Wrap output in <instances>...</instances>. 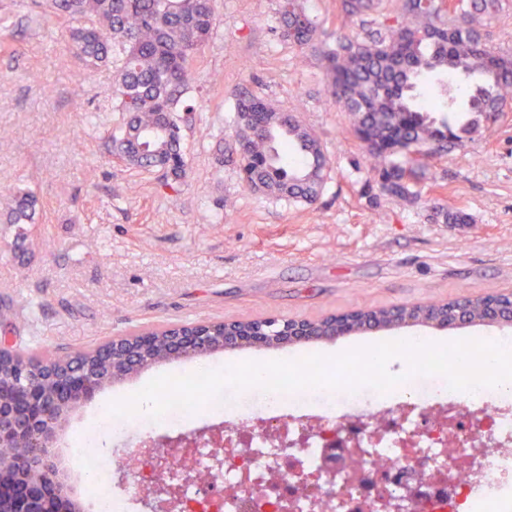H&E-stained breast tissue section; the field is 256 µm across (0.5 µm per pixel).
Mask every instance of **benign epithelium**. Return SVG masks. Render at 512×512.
Here are the masks:
<instances>
[{"mask_svg":"<svg viewBox=\"0 0 512 512\" xmlns=\"http://www.w3.org/2000/svg\"><path fill=\"white\" fill-rule=\"evenodd\" d=\"M486 321L512 324V301L492 302ZM227 320L174 324L164 333L140 331L117 336L96 347L104 359L93 366L75 357L37 368L16 363L17 354L8 345L0 358L11 360L9 376H0V447H17L15 455L0 462V512H84L82 502L57 463L55 447L66 417L82 407L102 388L145 367L178 358L236 349L242 346L272 347L312 340H335L350 333L346 317L331 316L328 334L318 335L317 321L263 318L243 329H225ZM214 448L224 447L221 431L208 436H164L144 442L152 448L197 446L200 438ZM155 484L149 507L166 512L179 503L178 487L163 479L168 459L151 456Z\"/></svg>","mask_w":512,"mask_h":512,"instance_id":"benign-epithelium-1","label":"benign epithelium"}]
</instances>
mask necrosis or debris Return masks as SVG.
Returning <instances> with one entry per match:
<instances>
[{"label": "necrosis or debris", "instance_id": "necrosis-or-debris-1", "mask_svg": "<svg viewBox=\"0 0 512 512\" xmlns=\"http://www.w3.org/2000/svg\"><path fill=\"white\" fill-rule=\"evenodd\" d=\"M224 436L247 445L236 457L223 448L200 447L192 454L168 451L166 479L184 467L208 473L205 485L188 484L194 500L204 488L219 492L220 512H267L271 489L290 485V465L310 479L288 498L287 512H356L362 489L352 474L379 472L398 512H414L410 491L421 480L415 458L426 459L429 485L423 512H512V393L482 388L451 390L444 380L412 375L387 393L316 388L297 393L262 390L224 394L219 410ZM349 441V455L326 463V440ZM113 468L126 473L129 488L112 489L104 477L92 494L96 512H130L132 497L148 492L149 468L135 449L124 447Z\"/></svg>", "mask_w": 512, "mask_h": 512}]
</instances>
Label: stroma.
<instances>
[{"label":"stroma","mask_w":512,"mask_h":512,"mask_svg":"<svg viewBox=\"0 0 512 512\" xmlns=\"http://www.w3.org/2000/svg\"><path fill=\"white\" fill-rule=\"evenodd\" d=\"M45 3L0 0V313L8 319L0 337L14 351L64 356L159 324L319 319L512 293V107L429 161L414 197L391 195L334 103L320 55L282 37L280 0H216L221 23L197 54L185 101L190 169L170 188L161 172L113 159L112 73L104 67L79 81L60 66L69 33L41 23ZM303 6L326 42L362 32L363 18L346 14L342 0ZM244 91L294 113L318 137L330 170L315 202L244 184L234 124ZM30 187L39 221L22 247L7 211ZM451 212L466 223H447ZM498 331L408 325L164 361L98 394L71 417L61 445L111 454L102 411L160 375Z\"/></svg>","instance_id":"1"}]
</instances>
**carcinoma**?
Returning <instances> with one entry per match:
<instances>
[{
    "label": "carcinoma",
    "mask_w": 512,
    "mask_h": 512,
    "mask_svg": "<svg viewBox=\"0 0 512 512\" xmlns=\"http://www.w3.org/2000/svg\"><path fill=\"white\" fill-rule=\"evenodd\" d=\"M500 8L502 0H454L445 21L436 0H397L394 23L321 47L318 26L300 0H283L281 23L284 37L324 59L333 100L353 117L382 188L407 197L422 165L403 146H461L474 122L461 120L457 111L490 115L512 101V55L488 46L481 33L482 21ZM45 18L70 23L71 53L84 74L101 66L115 73L120 115L110 133L113 155L130 167L185 178L181 105L193 57L219 23L215 0H50ZM459 74L474 82L457 110L445 78ZM236 126L240 172L249 189L290 202L317 199L329 161L294 115L245 92ZM36 208L33 191L17 193L9 223H35ZM495 299H472L468 325L485 323L484 305ZM442 307L413 304L408 317L425 325Z\"/></svg>",
    "instance_id": "obj_1"
}]
</instances>
